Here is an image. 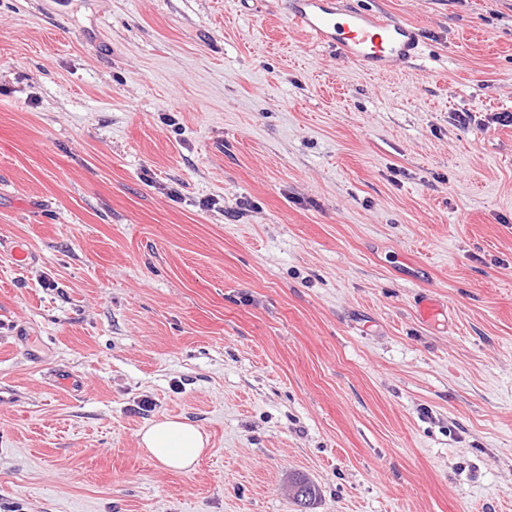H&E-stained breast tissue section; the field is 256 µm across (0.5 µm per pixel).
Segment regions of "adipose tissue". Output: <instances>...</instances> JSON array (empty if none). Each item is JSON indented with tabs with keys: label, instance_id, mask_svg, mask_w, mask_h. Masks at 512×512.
Listing matches in <instances>:
<instances>
[{
	"label": "adipose tissue",
	"instance_id": "obj_1",
	"mask_svg": "<svg viewBox=\"0 0 512 512\" xmlns=\"http://www.w3.org/2000/svg\"><path fill=\"white\" fill-rule=\"evenodd\" d=\"M200 429L181 418L164 417L143 428L139 446L160 467L189 472L206 451Z\"/></svg>",
	"mask_w": 512,
	"mask_h": 512
}]
</instances>
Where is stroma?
I'll return each mask as SVG.
<instances>
[{
  "label": "stroma",
  "instance_id": "stroma-1",
  "mask_svg": "<svg viewBox=\"0 0 512 512\" xmlns=\"http://www.w3.org/2000/svg\"><path fill=\"white\" fill-rule=\"evenodd\" d=\"M350 3L0 0V512H512V0ZM343 0H287L291 23L314 43L341 49L364 72L383 76L422 58L415 25L342 6ZM200 429L182 418L163 417L143 428L139 446L162 468L190 472L206 451ZM290 496L293 502L301 507L300 511H306L313 501L316 500L318 489L316 485L306 476L293 478L290 485Z\"/></svg>",
  "mask_w": 512,
  "mask_h": 512
}]
</instances>
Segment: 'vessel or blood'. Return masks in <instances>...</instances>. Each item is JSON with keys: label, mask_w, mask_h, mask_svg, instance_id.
Listing matches in <instances>:
<instances>
[{"label": "vessel or blood", "mask_w": 512, "mask_h": 512, "mask_svg": "<svg viewBox=\"0 0 512 512\" xmlns=\"http://www.w3.org/2000/svg\"><path fill=\"white\" fill-rule=\"evenodd\" d=\"M286 14L314 43L341 49L371 75H386L421 58L415 25L344 6L342 0H286Z\"/></svg>", "instance_id": "b4317fda"}]
</instances>
